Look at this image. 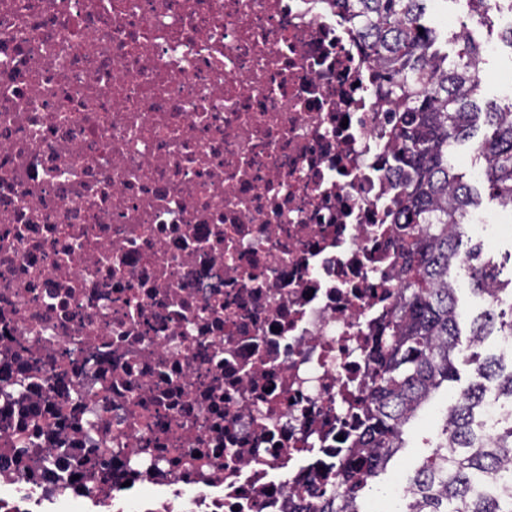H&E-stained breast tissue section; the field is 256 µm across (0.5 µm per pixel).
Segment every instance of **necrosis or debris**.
Masks as SVG:
<instances>
[{
	"mask_svg": "<svg viewBox=\"0 0 512 512\" xmlns=\"http://www.w3.org/2000/svg\"><path fill=\"white\" fill-rule=\"evenodd\" d=\"M343 0H0V512H321L401 315Z\"/></svg>",
	"mask_w": 512,
	"mask_h": 512,
	"instance_id": "4bbe7bcc",
	"label": "necrosis or debris"
}]
</instances>
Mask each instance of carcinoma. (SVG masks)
<instances>
[{
    "mask_svg": "<svg viewBox=\"0 0 512 512\" xmlns=\"http://www.w3.org/2000/svg\"><path fill=\"white\" fill-rule=\"evenodd\" d=\"M363 23L366 51L381 69L380 93L399 108L394 162L409 170L398 200L402 245L404 314L389 336L371 376L361 422L362 455L336 477V489L321 512H364L359 475L376 477L403 447L404 427L442 382L453 378L454 361L477 364L476 378L444 412V437L411 480L403 512H512V367L504 357L480 360L478 349L490 320H473L469 354L458 341L457 289L450 270L459 251V229L473 205L471 188L450 172L448 152L469 136L479 107L472 101L480 82L483 50L466 34L456 36V59L434 45L426 22L427 0H343ZM493 132L479 142L484 180L500 206L512 208V107L489 112ZM416 224L421 231L411 228ZM497 380L508 399L498 426L483 434L485 381Z\"/></svg>",
    "mask_w": 512,
    "mask_h": 512,
    "instance_id": "carcinoma-1",
    "label": "carcinoma"
}]
</instances>
